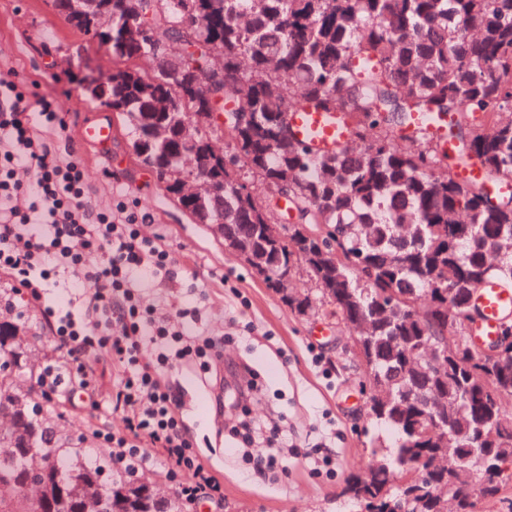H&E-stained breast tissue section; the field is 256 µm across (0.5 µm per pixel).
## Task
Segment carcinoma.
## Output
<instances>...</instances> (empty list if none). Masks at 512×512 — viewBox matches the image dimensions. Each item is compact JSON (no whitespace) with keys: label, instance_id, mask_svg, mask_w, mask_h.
I'll list each match as a JSON object with an SVG mask.
<instances>
[{"label":"carcinoma","instance_id":"cac0c4a2","mask_svg":"<svg viewBox=\"0 0 512 512\" xmlns=\"http://www.w3.org/2000/svg\"><path fill=\"white\" fill-rule=\"evenodd\" d=\"M87 0H70L68 24L105 47L112 68L98 78L112 93V112L132 130L137 165L153 171L192 218L243 224L264 260L267 287L289 264L335 287L330 300L349 333L359 337L362 382L388 385L370 399L368 418L399 435L395 457L348 490L368 512L408 496L420 512H438L442 490H458L457 512H477L475 494L502 489L512 462V369L505 375L464 351L434 371L408 362L417 346L455 335L462 298L488 281L512 288V197H492L459 182L442 145L421 129L404 133L419 112L455 114L461 159H476L487 180H512V0H112V32L75 22ZM237 107L223 128L202 127L196 140L223 138L224 200L179 195L178 167L187 149L151 139L158 122L207 112L204 92ZM301 106L344 113L362 147L318 153L291 138L288 113ZM288 140L279 143L277 136ZM266 190L261 198L254 182ZM287 197L300 224H321L320 240L300 241L288 226L277 241V201ZM454 224H472L460 237ZM17 324L0 321V362L19 349ZM460 400L443 430L448 457L486 451L496 479L484 481L451 462L434 468L428 401ZM39 444L55 455L58 480L73 500L101 486L105 467H82L69 481L77 453L62 440ZM28 459L0 441V512H40L24 491Z\"/></svg>","mask_w":512,"mask_h":512}]
</instances>
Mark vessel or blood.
<instances>
[{"mask_svg": "<svg viewBox=\"0 0 512 512\" xmlns=\"http://www.w3.org/2000/svg\"><path fill=\"white\" fill-rule=\"evenodd\" d=\"M413 123L426 127L448 153H456L458 141L450 133L449 117L417 115L414 116ZM288 126L297 140L317 151L347 144L352 138L343 115L338 112H316L302 107L289 113ZM112 133L110 122L95 121L85 126L81 140L89 146H101L111 140ZM477 300L483 314L477 334L487 341L495 335L500 319L505 314L512 313V290L489 282L479 288Z\"/></svg>", "mask_w": 512, "mask_h": 512, "instance_id": "b4317fda", "label": "vessel or blood"}]
</instances>
